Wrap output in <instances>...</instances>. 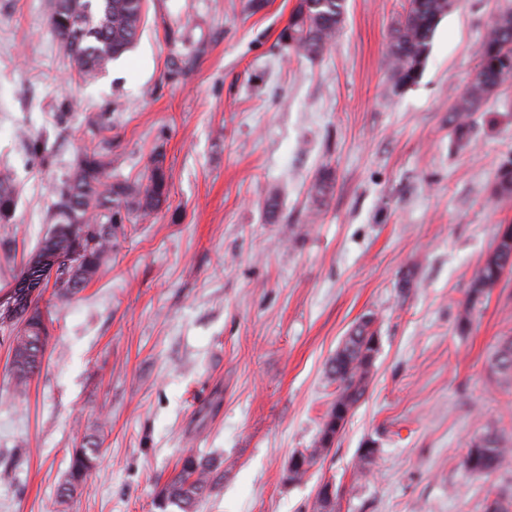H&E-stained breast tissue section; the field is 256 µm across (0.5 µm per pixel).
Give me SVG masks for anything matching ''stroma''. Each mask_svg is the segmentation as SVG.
<instances>
[{"label": "stroma", "mask_w": 512, "mask_h": 512, "mask_svg": "<svg viewBox=\"0 0 512 512\" xmlns=\"http://www.w3.org/2000/svg\"><path fill=\"white\" fill-rule=\"evenodd\" d=\"M511 1L458 0L397 92L389 33L407 0H347L316 58L280 40L298 0H150L133 48L92 82L49 29L54 0H0V169L16 188L0 299L85 150L108 152L112 182L163 157L168 187L151 216L128 213L84 290L43 295L52 341L26 392L0 323V512H44L88 434L102 462L60 512H159L157 487L191 449L224 462L198 512H314L327 480L336 512H485L489 493L512 491V470L463 465L486 431L512 447V388L486 367L512 335V273L469 330L458 324L512 224V199L491 191L512 158V83L474 115L468 146L448 126ZM365 316L379 336L368 391L325 459L287 482L336 398L327 363Z\"/></svg>", "instance_id": "obj_1"}]
</instances>
